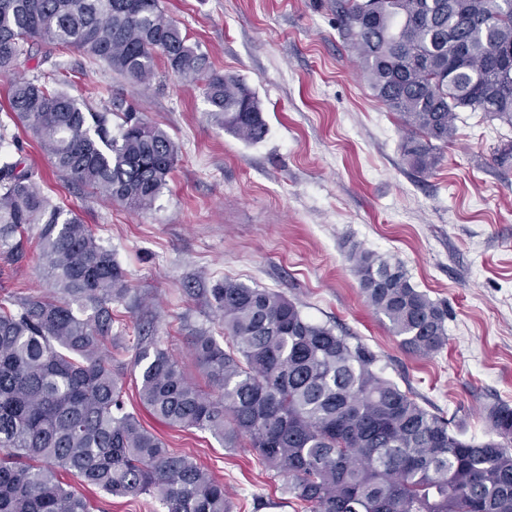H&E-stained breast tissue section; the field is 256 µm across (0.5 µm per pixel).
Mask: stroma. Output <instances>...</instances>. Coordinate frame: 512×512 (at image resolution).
Returning a JSON list of instances; mask_svg holds the SVG:
<instances>
[{"label":"stroma","mask_w":512,"mask_h":512,"mask_svg":"<svg viewBox=\"0 0 512 512\" xmlns=\"http://www.w3.org/2000/svg\"><path fill=\"white\" fill-rule=\"evenodd\" d=\"M333 0H163L190 44L213 69L256 94L268 133L248 143L210 113L202 85L157 66L151 86L64 52L56 65L20 74L66 90L88 108L131 104L179 146V160L151 209L134 210L78 188L7 109L11 74H0V153H22L43 193L79 213L124 268L128 292L113 303L112 363L123 375L127 411L168 448L195 456L224 482L232 512H302L287 479L266 470L247 442L227 448L210 433L155 421L137 392L139 337L171 349L192 378L189 341L198 330L222 336L212 290L230 279L267 288L309 319L339 326L368 346L379 368L454 431L489 436L487 409L512 405V165L494 153L512 144V126L486 113H456L455 141L433 172H415L403 133L374 95L346 45ZM24 256L0 254V299L51 292L37 231ZM401 264L411 283L448 308V343L438 353L405 351L368 305L352 269V249ZM63 480L95 512H164L150 496L111 497L68 473Z\"/></svg>","instance_id":"35a3bbf8"}]
</instances>
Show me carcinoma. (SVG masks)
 <instances>
[{"label":"carcinoma","instance_id":"carcinoma-1","mask_svg":"<svg viewBox=\"0 0 512 512\" xmlns=\"http://www.w3.org/2000/svg\"><path fill=\"white\" fill-rule=\"evenodd\" d=\"M340 8L341 34L397 115L411 167L427 174L437 166L458 110L512 126V0H343ZM57 50L145 86L160 58L180 81L204 82L225 129L250 143L267 134L252 89L214 72L161 0H0V73L34 59L42 65ZM7 101L59 173L130 208H150L178 161L167 132L130 107L92 111L25 77L12 82ZM116 109L123 122L114 134ZM36 178L22 156L0 163V250L19 254L36 226L55 288L0 301V512H91L64 473L110 496H151L167 512H231L224 482L126 411L105 347L126 273ZM350 259L367 302L405 349L439 352L447 307L398 263L357 249ZM213 297L224 342L201 330L190 343L212 391L169 348L139 343V398L155 419L207 431L226 448L247 438L310 512H512L511 406L487 410L488 440H466L378 372L371 349L309 320L296 302L232 280Z\"/></svg>","mask_w":512,"mask_h":512}]
</instances>
